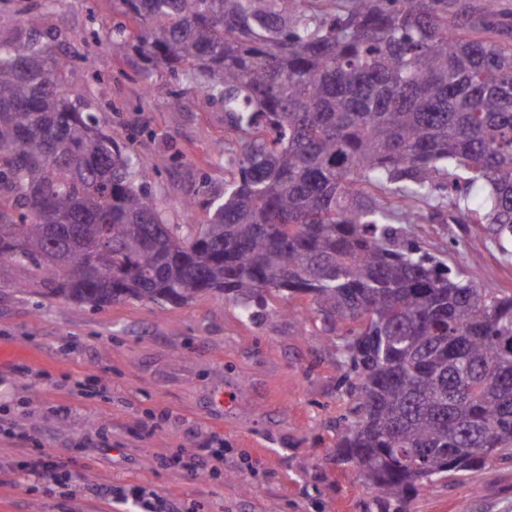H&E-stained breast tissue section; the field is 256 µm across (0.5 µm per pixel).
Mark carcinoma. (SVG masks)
I'll use <instances>...</instances> for the list:
<instances>
[{
    "label": "carcinoma",
    "instance_id": "carcinoma-1",
    "mask_svg": "<svg viewBox=\"0 0 512 512\" xmlns=\"http://www.w3.org/2000/svg\"><path fill=\"white\" fill-rule=\"evenodd\" d=\"M498 0H115L112 47L163 60L247 136L199 232L79 112L44 13L0 26V262L78 304L312 299L354 401L337 454L389 498L512 456V293L403 225L448 213L512 244V22Z\"/></svg>",
    "mask_w": 512,
    "mask_h": 512
}]
</instances>
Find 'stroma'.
Returning <instances> with one entry per match:
<instances>
[{"instance_id": "1", "label": "stroma", "mask_w": 512, "mask_h": 512, "mask_svg": "<svg viewBox=\"0 0 512 512\" xmlns=\"http://www.w3.org/2000/svg\"><path fill=\"white\" fill-rule=\"evenodd\" d=\"M112 0H64L44 25L74 63L73 104L95 113L118 143L149 166L148 189L180 234L197 230L224 193V165L242 135L222 103L196 92L133 48L109 46ZM101 43L86 45L89 28ZM169 84L163 98L150 83ZM194 199L195 220L181 204ZM480 284L512 292L485 224H415L403 232ZM345 372L310 297L264 294L255 320L223 295L183 306L128 300L101 307L53 296L30 267L0 263V512H130L100 487L147 484L178 512H385L381 493L336 458L339 419L351 399ZM15 426L32 431L20 443ZM224 439L219 471L173 466ZM49 454L73 478L46 485L28 465ZM402 512H512V460L493 459L464 481L440 479Z\"/></svg>"}]
</instances>
